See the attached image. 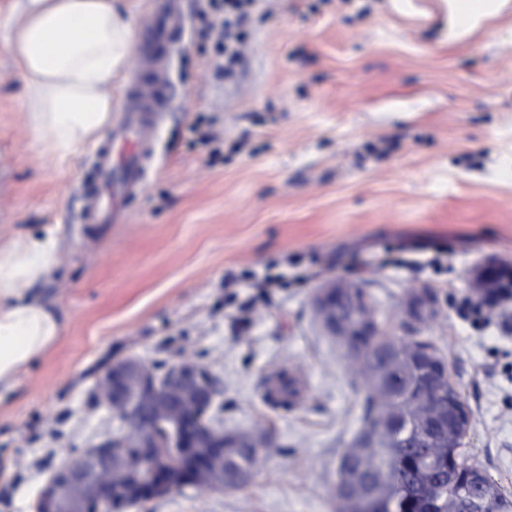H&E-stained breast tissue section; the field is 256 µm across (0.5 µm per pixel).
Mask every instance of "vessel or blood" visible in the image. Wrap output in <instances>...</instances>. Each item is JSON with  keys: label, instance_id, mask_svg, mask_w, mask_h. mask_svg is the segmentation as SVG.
<instances>
[{"label": "vessel or blood", "instance_id": "vessel-or-blood-1", "mask_svg": "<svg viewBox=\"0 0 512 512\" xmlns=\"http://www.w3.org/2000/svg\"><path fill=\"white\" fill-rule=\"evenodd\" d=\"M182 0H157L139 28L126 94L93 152L96 183L84 190L82 220L114 224L126 198L143 189V158L150 151L168 94L170 45L181 31Z\"/></svg>", "mask_w": 512, "mask_h": 512}]
</instances>
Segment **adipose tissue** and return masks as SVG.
<instances>
[{"mask_svg": "<svg viewBox=\"0 0 512 512\" xmlns=\"http://www.w3.org/2000/svg\"><path fill=\"white\" fill-rule=\"evenodd\" d=\"M512 0H449V44L504 14ZM22 21L8 47L24 83L22 109L35 143L58 158L92 143L112 119V87L134 53L121 0H15ZM50 232L0 241V391L57 342L59 314L35 292L57 269Z\"/></svg>", "mask_w": 512, "mask_h": 512, "instance_id": "adipose-tissue-1", "label": "adipose tissue"}]
</instances>
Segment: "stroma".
Listing matches in <instances>:
<instances>
[{
	"label": "stroma",
	"instance_id": "obj_1",
	"mask_svg": "<svg viewBox=\"0 0 512 512\" xmlns=\"http://www.w3.org/2000/svg\"><path fill=\"white\" fill-rule=\"evenodd\" d=\"M0 0V237L53 232L61 267L40 289L63 320L49 354L0 398V512H35L66 459L116 434L100 375L129 357L164 374L189 358L224 385L228 432L270 433L279 452L248 488L184 487L123 512H333L336 462L362 422L363 376L312 306L332 278L361 281L402 336L407 294L429 286L424 328L470 411L462 446L512 499V301L468 314L469 272L512 262V14L464 44L393 0H259L235 82L216 80L198 0L170 49L171 100L143 192L124 224L80 220L92 145L61 161L36 146L7 45L20 20ZM440 257L396 268L388 249ZM307 275L248 321L243 270ZM304 383L264 399L269 371Z\"/></svg>",
	"mask_w": 512,
	"mask_h": 512
}]
</instances>
